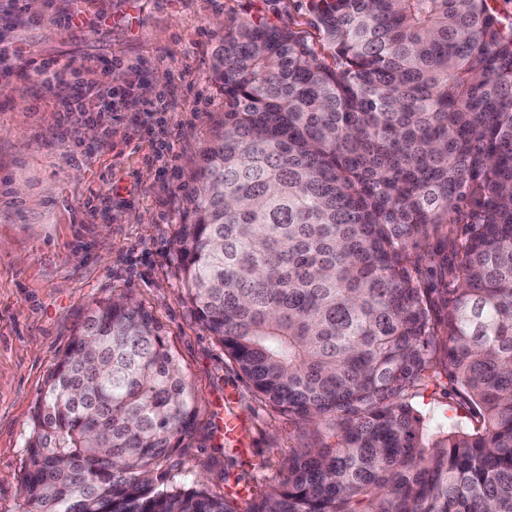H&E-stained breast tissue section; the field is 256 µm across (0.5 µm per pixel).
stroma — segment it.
Here are the masks:
<instances>
[{
	"instance_id": "obj_1",
	"label": "stroma",
	"mask_w": 512,
	"mask_h": 512,
	"mask_svg": "<svg viewBox=\"0 0 512 512\" xmlns=\"http://www.w3.org/2000/svg\"><path fill=\"white\" fill-rule=\"evenodd\" d=\"M74 3L0 0V512H20L30 416L47 375L89 307L121 294L163 324L198 395L182 473L218 493L227 474L277 484L285 459L328 439L259 401L225 358L186 298L173 240L195 188L190 172L224 117L212 55L225 27L260 16L297 25L318 48L323 35L307 0H93L107 26L73 37L64 22ZM112 58L124 66L108 77ZM64 64L62 86L35 72ZM76 81L116 97L64 118L59 99ZM447 252L439 233L411 252L412 274L437 304ZM411 403L428 418L476 421L439 365ZM228 411L240 421L232 441L220 430Z\"/></svg>"
}]
</instances>
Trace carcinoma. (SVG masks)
Masks as SVG:
<instances>
[{
    "instance_id": "1",
    "label": "carcinoma",
    "mask_w": 512,
    "mask_h": 512,
    "mask_svg": "<svg viewBox=\"0 0 512 512\" xmlns=\"http://www.w3.org/2000/svg\"><path fill=\"white\" fill-rule=\"evenodd\" d=\"M225 28L224 121L175 237L201 325L272 407L335 439L276 487L176 470L197 394L163 326L95 303L31 414L22 512H512V28L488 0H310ZM456 284L434 321L409 248L439 224ZM446 336L479 424L410 402Z\"/></svg>"
}]
</instances>
